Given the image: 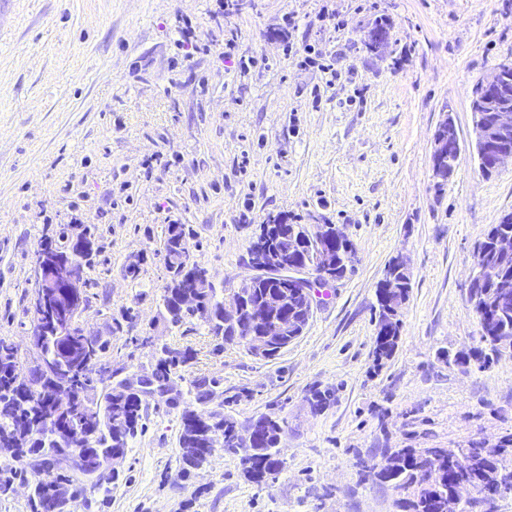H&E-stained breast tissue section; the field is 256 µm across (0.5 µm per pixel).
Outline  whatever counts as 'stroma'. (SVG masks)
I'll use <instances>...</instances> for the list:
<instances>
[{"label":"stroma","instance_id":"obj_1","mask_svg":"<svg viewBox=\"0 0 512 512\" xmlns=\"http://www.w3.org/2000/svg\"><path fill=\"white\" fill-rule=\"evenodd\" d=\"M215 2L0 0V338L21 368L34 365L35 253L60 225L72 236L96 225L79 320L110 340L113 367L148 374L153 346L190 350L183 404H196L190 380H220L201 412L243 428L283 420L284 467L258 485L242 454L219 452L181 479L179 415L152 409L105 503L74 497L68 512H397V491L360 482L359 459L512 435V358L485 371L446 360L479 345L474 247L512 211V162L482 175L470 110L477 82L512 60V0H223L219 14ZM185 20L203 43L235 33L257 67L243 76L183 57L174 39ZM378 20L389 29L380 55L364 43ZM307 46L331 54L335 86L287 58ZM447 114L461 154L441 186L433 134ZM280 213L323 218L356 248L303 335L263 359L218 346L202 322L172 327L168 220L190 225L192 260L228 291L252 276L250 242ZM397 256L412 289L379 368L376 285ZM133 262L135 280L124 274ZM135 337L150 346L133 348ZM315 388L335 393L319 415L307 402Z\"/></svg>","mask_w":512,"mask_h":512}]
</instances>
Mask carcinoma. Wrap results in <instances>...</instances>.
<instances>
[{
  "mask_svg": "<svg viewBox=\"0 0 512 512\" xmlns=\"http://www.w3.org/2000/svg\"><path fill=\"white\" fill-rule=\"evenodd\" d=\"M282 219L281 214L267 219V223L278 228V233L268 238L270 253L290 266H311L318 246L306 237L304 225L284 224ZM505 234H512V212L504 214L498 223L491 225L475 245L481 261L496 267L498 277L502 278L498 311L474 307L480 329L487 335L480 336L481 346L474 349L470 360L482 369L502 359L505 356L503 342L512 341V253H503L496 246L497 237ZM59 235L65 239V243L56 246L60 255L77 250L84 258L86 269L94 268L100 253L95 226H85L72 239L65 238L63 230ZM188 236L190 229L185 224H169L165 228L163 263L168 281L164 286L163 306L171 324L181 327L197 320L225 343L248 345L244 337L234 335L233 329L224 326V290L211 282L205 285L198 283L203 267L185 255L182 248ZM399 279L403 284L401 288H386L380 282L376 289L379 319L374 357L379 365L395 353L401 329L399 310L409 299L412 288L410 272H401ZM187 287L199 297L200 307L196 310H184L179 305V297ZM273 294L284 298L279 307L283 319L298 318L299 305L294 289L284 282L265 278L252 282L248 288L232 291L241 305L240 319L248 321L262 313L267 298ZM109 350V342L100 336H71L66 339L48 336L39 356L52 360V373H47L40 363L24 373L19 369L17 351L0 339V449L16 458L37 457L32 464L35 476L31 481L30 512H60L56 488L63 485L79 482L75 485V493L78 494L88 483L106 496L110 493V485L119 480L116 476L104 483L98 482L95 476L97 459L103 453L126 455L130 442L145 425L149 396L127 386L121 379L112 385L102 384L98 373L102 366L112 364L107 359ZM154 359L151 377L163 385L177 374L178 368L192 359V355L187 350L180 352L162 347L155 349ZM55 381L66 383L79 397L71 408L54 411L46 400L38 396V390ZM220 385V380L214 378L195 379L191 383L200 402ZM333 397L329 390H313L307 401L312 412L320 413L331 405ZM46 418L56 428H82L85 434L82 470L60 465L47 471L41 468L52 454L59 452L50 443L41 423ZM180 426V476L183 478L207 463L218 448L226 454L235 453L239 427L219 412L210 414V418L203 421L186 406L180 413ZM249 428L254 451L243 460V474L248 480L260 484L284 466L278 448L283 426L279 420L261 415L251 421ZM509 455H512V438L507 439L497 453H478L470 460H450L446 449L435 462L415 448L387 449L383 453V461L371 463L366 473L380 484L408 493V497L397 502L400 512H441L448 494L462 490L463 501L466 502L469 494L480 491L474 478L479 467L501 468ZM434 463L443 472L442 481L433 488H426L423 486L424 472ZM23 479L25 474L22 470L8 466L0 468V497L8 496L15 482Z\"/></svg>",
  "mask_w": 512,
  "mask_h": 512,
  "instance_id": "1",
  "label": "carcinoma"
}]
</instances>
